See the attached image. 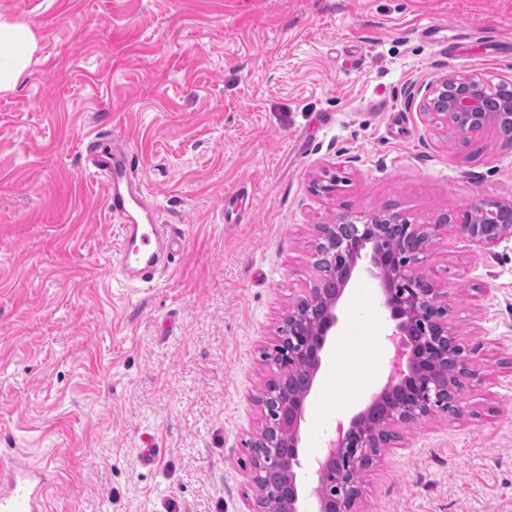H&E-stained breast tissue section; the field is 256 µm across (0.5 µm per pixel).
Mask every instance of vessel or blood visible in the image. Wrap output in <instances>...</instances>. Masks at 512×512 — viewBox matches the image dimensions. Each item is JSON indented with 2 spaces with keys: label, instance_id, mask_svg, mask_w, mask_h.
<instances>
[{
  "label": "vessel or blood",
  "instance_id": "obj_1",
  "mask_svg": "<svg viewBox=\"0 0 512 512\" xmlns=\"http://www.w3.org/2000/svg\"><path fill=\"white\" fill-rule=\"evenodd\" d=\"M87 156L102 174L107 210L122 217L119 264L128 280L151 283L160 268L168 265L181 241L175 226L155 221V209L137 179L133 154L113 152L112 140L102 133L83 139ZM50 482L31 469L24 455L0 460V512H46Z\"/></svg>",
  "mask_w": 512,
  "mask_h": 512
}]
</instances>
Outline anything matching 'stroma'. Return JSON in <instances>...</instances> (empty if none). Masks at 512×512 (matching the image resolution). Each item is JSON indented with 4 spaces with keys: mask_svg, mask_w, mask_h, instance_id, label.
Instances as JSON below:
<instances>
[{
    "mask_svg": "<svg viewBox=\"0 0 512 512\" xmlns=\"http://www.w3.org/2000/svg\"><path fill=\"white\" fill-rule=\"evenodd\" d=\"M0 18L38 41L0 92V448L52 471L47 512H248L262 352L317 284V225L512 199V146L462 145L418 92L449 71L512 81V0H0ZM91 131L135 155L158 223L184 232L152 286L120 269ZM333 169L337 192L315 194ZM423 267L482 380L463 415L401 427L355 510L512 512V238L476 254L444 233ZM337 314L349 342L316 375L306 468L388 370L377 281L354 274ZM246 185H242L236 192L224 196V221L228 224H238L242 214L245 212L243 206L247 195L243 192Z\"/></svg>",
    "mask_w": 512,
    "mask_h": 512,
    "instance_id": "stroma-1",
    "label": "stroma"
}]
</instances>
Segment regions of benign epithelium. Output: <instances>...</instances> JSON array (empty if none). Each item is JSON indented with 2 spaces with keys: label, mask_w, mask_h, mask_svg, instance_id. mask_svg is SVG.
Here are the masks:
<instances>
[{
  "label": "benign epithelium",
  "mask_w": 512,
  "mask_h": 512,
  "mask_svg": "<svg viewBox=\"0 0 512 512\" xmlns=\"http://www.w3.org/2000/svg\"><path fill=\"white\" fill-rule=\"evenodd\" d=\"M424 98L456 138L468 142L493 130L512 144V91L497 93L480 74L448 72L426 86ZM340 182L337 174H326L313 190L331 195ZM445 227L477 249L494 247L512 237V199H482L433 224L385 212L364 220L339 214L317 225L313 258L323 267L321 283L289 309L272 350L263 355L274 376L255 396L262 428L244 441L256 493L251 512H354L359 473L383 449L397 445L400 426L463 413V395L481 382L480 375L448 322L447 289L418 267ZM362 261L380 280L382 305L392 321L390 368L370 403L337 423L303 480L297 472L300 425L329 336L336 332L338 302ZM300 367L306 370L300 384L282 382L285 372Z\"/></svg>",
  "instance_id": "1"
}]
</instances>
